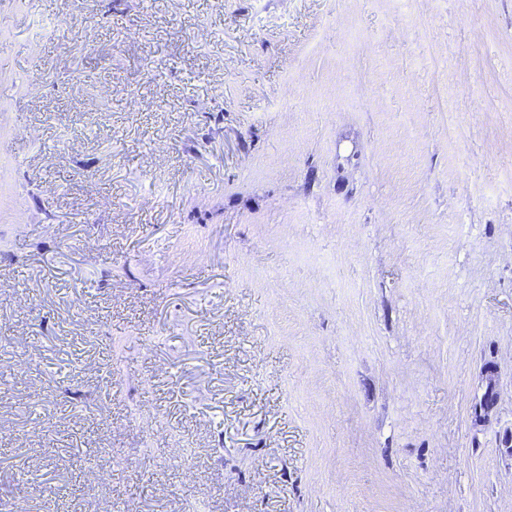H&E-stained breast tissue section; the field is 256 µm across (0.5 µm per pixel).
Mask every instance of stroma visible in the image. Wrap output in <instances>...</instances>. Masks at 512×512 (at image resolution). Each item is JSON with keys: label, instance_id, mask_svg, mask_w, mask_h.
Masks as SVG:
<instances>
[{"label": "stroma", "instance_id": "obj_1", "mask_svg": "<svg viewBox=\"0 0 512 512\" xmlns=\"http://www.w3.org/2000/svg\"><path fill=\"white\" fill-rule=\"evenodd\" d=\"M512 512V0H0V503Z\"/></svg>", "mask_w": 512, "mask_h": 512}]
</instances>
